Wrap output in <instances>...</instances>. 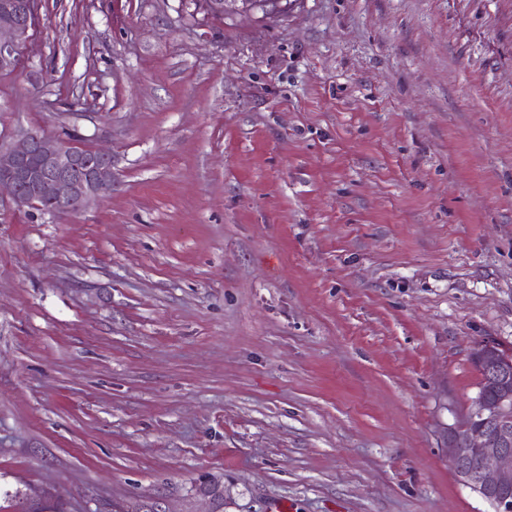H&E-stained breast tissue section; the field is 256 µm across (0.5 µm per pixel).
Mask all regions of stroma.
I'll use <instances>...</instances> for the list:
<instances>
[{
    "mask_svg": "<svg viewBox=\"0 0 512 512\" xmlns=\"http://www.w3.org/2000/svg\"><path fill=\"white\" fill-rule=\"evenodd\" d=\"M32 131L112 193L0 198V512H492L447 436L512 352V0H38Z\"/></svg>",
    "mask_w": 512,
    "mask_h": 512,
    "instance_id": "obj_1",
    "label": "stroma"
}]
</instances>
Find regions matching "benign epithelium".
Returning a JSON list of instances; mask_svg holds the SVG:
<instances>
[{
  "label": "benign epithelium",
  "instance_id": "benign-epithelium-1",
  "mask_svg": "<svg viewBox=\"0 0 512 512\" xmlns=\"http://www.w3.org/2000/svg\"><path fill=\"white\" fill-rule=\"evenodd\" d=\"M208 10L235 13L250 0H205ZM37 0H0V69L11 66L29 39ZM19 208L44 214L78 213L112 193V153H83L68 140L27 133L0 149V191ZM475 360L494 397L478 391L461 423L448 430V456L458 481L496 512H512V362L492 342L475 347Z\"/></svg>",
  "mask_w": 512,
  "mask_h": 512
}]
</instances>
